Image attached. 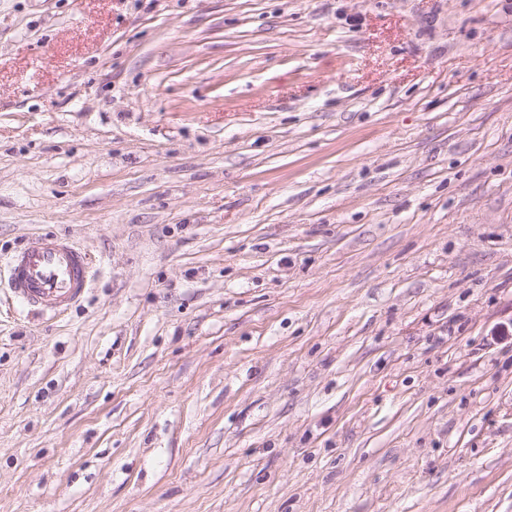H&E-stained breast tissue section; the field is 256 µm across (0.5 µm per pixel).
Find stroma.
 <instances>
[{"label": "stroma", "mask_w": 512, "mask_h": 512, "mask_svg": "<svg viewBox=\"0 0 512 512\" xmlns=\"http://www.w3.org/2000/svg\"><path fill=\"white\" fill-rule=\"evenodd\" d=\"M0 512H512V0H0ZM6 263L14 297L27 309L62 313L90 288L86 251L57 235L39 236L12 253Z\"/></svg>", "instance_id": "stroma-1"}]
</instances>
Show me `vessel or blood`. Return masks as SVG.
<instances>
[{
	"instance_id": "obj_1",
	"label": "vessel or blood",
	"mask_w": 512,
	"mask_h": 512,
	"mask_svg": "<svg viewBox=\"0 0 512 512\" xmlns=\"http://www.w3.org/2000/svg\"><path fill=\"white\" fill-rule=\"evenodd\" d=\"M7 268L15 299L45 314L66 311L84 298L90 286L86 251L53 234L12 253Z\"/></svg>"
}]
</instances>
